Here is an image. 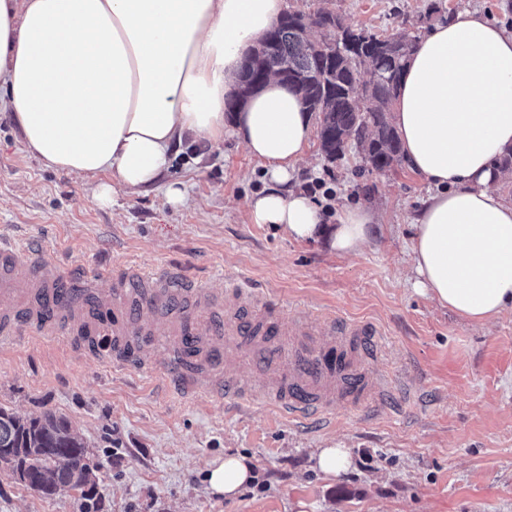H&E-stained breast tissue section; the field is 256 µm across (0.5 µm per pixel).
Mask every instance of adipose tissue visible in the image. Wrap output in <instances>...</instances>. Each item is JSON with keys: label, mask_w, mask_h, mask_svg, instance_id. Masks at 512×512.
Returning <instances> with one entry per match:
<instances>
[{"label": "adipose tissue", "mask_w": 512, "mask_h": 512, "mask_svg": "<svg viewBox=\"0 0 512 512\" xmlns=\"http://www.w3.org/2000/svg\"><path fill=\"white\" fill-rule=\"evenodd\" d=\"M284 0H0V112L45 167L93 178L95 200L163 188L183 142L220 148L224 102L240 64L279 19ZM409 169L430 191L410 251L426 295L475 324L512 310V201L499 158L512 150V31L459 7L419 40L391 107ZM234 135L260 161L264 187L248 197L255 224L296 240L326 238L356 255L379 219L364 205L326 213L289 183L305 162L311 117L269 79L235 114ZM255 479L244 457L214 460L204 481L232 497Z\"/></svg>", "instance_id": "1"}]
</instances>
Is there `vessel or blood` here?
I'll return each mask as SVG.
<instances>
[{"label":"vessel or blood","mask_w":512,"mask_h":512,"mask_svg":"<svg viewBox=\"0 0 512 512\" xmlns=\"http://www.w3.org/2000/svg\"><path fill=\"white\" fill-rule=\"evenodd\" d=\"M0 237V348L19 336H108L110 363L124 369L149 366L145 345L165 337L171 347L164 387L185 401L223 399L234 412L259 404L291 423L325 419L337 405L363 407L388 394L387 378L372 364L382 347L377 328L328 316L321 328L289 318L261 289L205 284L187 271L155 272L130 266L112 275V289L77 274L69 286L55 265L31 257ZM223 304V317L213 307ZM224 340L223 348L211 345ZM262 373L254 386L242 384L238 367Z\"/></svg>","instance_id":"obj_1"}]
</instances>
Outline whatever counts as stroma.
Instances as JSON below:
<instances>
[{"instance_id": "35a3bbf8", "label": "stroma", "mask_w": 512, "mask_h": 512, "mask_svg": "<svg viewBox=\"0 0 512 512\" xmlns=\"http://www.w3.org/2000/svg\"><path fill=\"white\" fill-rule=\"evenodd\" d=\"M441 15L458 0H286L287 12L326 10L346 25L389 36L422 33L429 2ZM316 167L290 188L322 181L337 204L372 208L380 223L356 256L324 241H297L272 224L251 223L243 206L262 188L260 162L238 137L221 149L184 148L167 180L190 201L174 208L159 189L93 198L94 180L46 168L0 112V235L64 273L100 274L145 265L187 268L200 282L271 291L289 314L333 312L373 323L384 335L379 369L393 382L387 402L343 407L320 424H292L223 400L185 402L163 388L165 344L145 371H119L78 350L80 339L20 337L0 350V406L32 416L65 415L89 447L98 512H512V311L476 326L423 295L408 243L427 186L407 165L379 172L359 148L329 161L319 140ZM348 449L350 467L332 477L314 467L317 449ZM242 455L255 485L227 499L202 472ZM0 512H80L75 491L46 498L0 467Z\"/></svg>"}]
</instances>
